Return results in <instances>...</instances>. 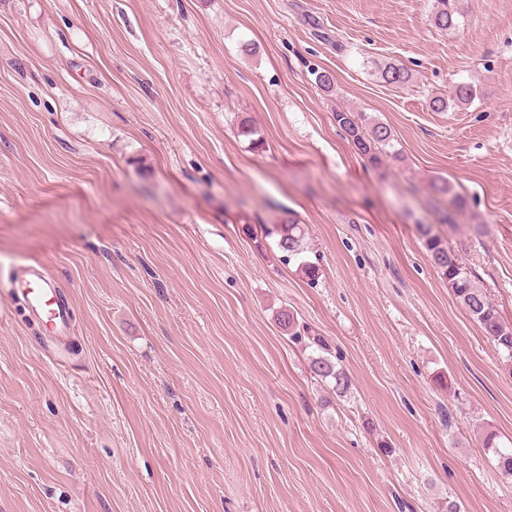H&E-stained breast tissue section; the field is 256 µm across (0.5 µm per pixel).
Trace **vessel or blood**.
I'll use <instances>...</instances> for the list:
<instances>
[{"label": "vessel or blood", "instance_id": "b4317fda", "mask_svg": "<svg viewBox=\"0 0 512 512\" xmlns=\"http://www.w3.org/2000/svg\"><path fill=\"white\" fill-rule=\"evenodd\" d=\"M9 286L21 298L30 313L41 321L48 335L64 337L71 331L72 308L57 293L56 281L39 263L29 264L12 275Z\"/></svg>", "mask_w": 512, "mask_h": 512}]
</instances>
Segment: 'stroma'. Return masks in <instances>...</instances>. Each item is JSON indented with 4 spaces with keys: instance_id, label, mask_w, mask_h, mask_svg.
<instances>
[{
    "instance_id": "35a3bbf8",
    "label": "stroma",
    "mask_w": 512,
    "mask_h": 512,
    "mask_svg": "<svg viewBox=\"0 0 512 512\" xmlns=\"http://www.w3.org/2000/svg\"><path fill=\"white\" fill-rule=\"evenodd\" d=\"M457 7L444 32L432 0H0V277L39 261L74 313L57 342L0 287V512H512L484 444L512 448V369L418 232L512 324V0ZM288 215L299 260L265 233ZM379 78L386 84L392 86H405L412 79L410 69L403 63L395 61H384L382 64L374 62ZM475 95L476 90L470 83H458L452 96L436 95L430 99L429 107L434 112H445L448 111L449 102H453L456 106L468 105ZM365 113L336 109V125L345 133V139L373 167L383 166L384 156L396 157L394 136L390 127L381 122H371ZM431 189H432V193L435 196L443 197V196L451 195V206H452L453 212H458L465 208V206H466L465 199L462 196H460L459 194H457L456 192H454L452 185H450L448 183V181L434 182L431 185ZM453 212H448V210H447V212L444 214V222L446 224L447 223L450 224L454 221ZM317 346L316 356L310 358V370L313 377L322 383H328L336 396H344L351 386V380L342 368H338L331 359L328 346L319 338H312Z\"/></svg>"
}]
</instances>
